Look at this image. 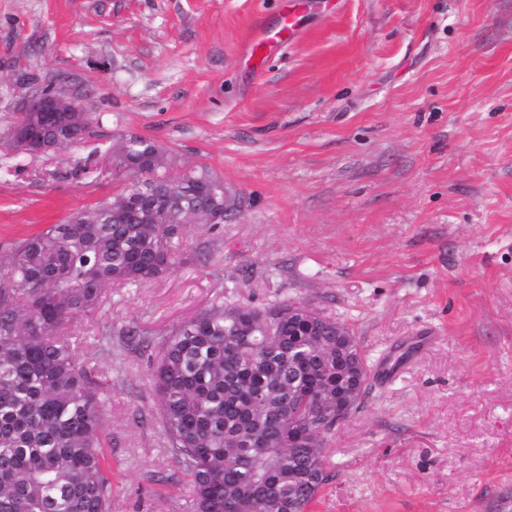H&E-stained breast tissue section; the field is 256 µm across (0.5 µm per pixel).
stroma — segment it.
I'll use <instances>...</instances> for the list:
<instances>
[{"mask_svg": "<svg viewBox=\"0 0 512 512\" xmlns=\"http://www.w3.org/2000/svg\"><path fill=\"white\" fill-rule=\"evenodd\" d=\"M279 22L280 0H0V135L22 71L69 77L97 131L51 158L0 147V260L123 191L59 173L125 136L224 180L219 233L187 225L176 272L69 330L112 387V512H190L151 385L164 339L289 302L398 367L332 432L310 512H512V0H307L255 66L253 28Z\"/></svg>", "mask_w": 512, "mask_h": 512, "instance_id": "35a3bbf8", "label": "stroma"}]
</instances>
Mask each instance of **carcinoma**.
Returning a JSON list of instances; mask_svg holds the SVG:
<instances>
[{"label":"carcinoma","mask_w":512,"mask_h":512,"mask_svg":"<svg viewBox=\"0 0 512 512\" xmlns=\"http://www.w3.org/2000/svg\"><path fill=\"white\" fill-rule=\"evenodd\" d=\"M121 149L139 162L141 194L126 188L0 261V512H112L107 389L67 330L108 288L173 272L184 216L224 204L209 168L182 166L146 137ZM89 212L99 223L81 222ZM371 376L349 328L311 326L290 304H219L179 325L152 385L191 512H307L330 477L331 429L316 422L357 412Z\"/></svg>","instance_id":"cac0c4a2"}]
</instances>
